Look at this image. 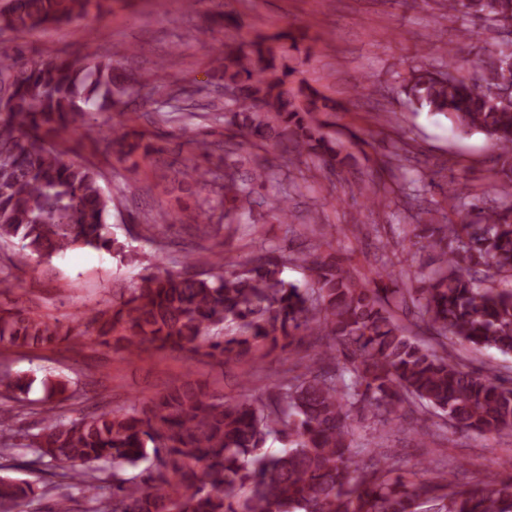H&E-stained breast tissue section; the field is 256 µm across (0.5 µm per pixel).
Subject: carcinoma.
Listing matches in <instances>:
<instances>
[{"label":"carcinoma","instance_id":"cac0c4a2","mask_svg":"<svg viewBox=\"0 0 512 512\" xmlns=\"http://www.w3.org/2000/svg\"><path fill=\"white\" fill-rule=\"evenodd\" d=\"M105 0H3L0 30L27 33L76 22ZM448 17L471 37L477 22L496 32L512 25V0H444ZM433 30L441 62L413 66L402 93L417 110L446 113L461 136L485 135L508 178L497 196L476 204L470 219L463 193L448 183L456 224L437 223L432 211L413 228L414 244L438 256L428 274L406 288H384L350 272L333 253L315 245L287 254L263 250L242 263L187 255L183 269H157L104 308H91L69 322L31 310L0 306V351L44 348L67 338L93 336L102 345L124 346L129 355L143 345L204 351L223 363H239L259 345L282 350L306 336L327 339L310 362H298L267 386L266 397L210 395L183 384L164 389L150 403L124 411L80 412L69 417L79 380L45 383L58 412L41 419L37 432H14L0 419V458L29 449L54 469L53 476L82 490L86 512H512V484L489 476L458 485L448 463L436 461L433 476L405 483L390 450L354 445L352 423L372 420L386 431L404 406L439 416L482 435L512 433V378L452 359L448 344L512 354V288H481V276L512 277V51L480 55L479 72H459L454 49ZM220 93L213 118L233 127L224 140V167L206 165L212 143L193 138V160L183 166L178 189L209 188L224 223L264 206L282 220L291 216L288 193L274 190L275 166L264 160L249 178L239 175V157L270 142L297 162L318 161L333 174L350 166L331 132L336 104L309 83L292 77L269 39L255 36L215 49ZM164 65L150 81L126 71L99 51L78 63L63 55L23 59L0 48V242L18 240L39 261L77 248L105 251L122 262L135 255L114 237L108 218L112 195L93 164L63 158L55 137L77 118L113 112L112 155L124 163L150 162L162 150L142 138L129 139L125 98L149 84H166ZM174 213L145 217L142 231L167 224ZM300 261L311 272L302 286L282 278V267ZM414 313L410 331L394 317L389 296ZM29 382L0 369V395L19 416L29 410ZM286 448L266 455L271 434ZM153 459L127 477L128 467ZM112 485H106V467ZM50 492L25 480L0 476V512L25 507Z\"/></svg>","mask_w":512,"mask_h":512}]
</instances>
